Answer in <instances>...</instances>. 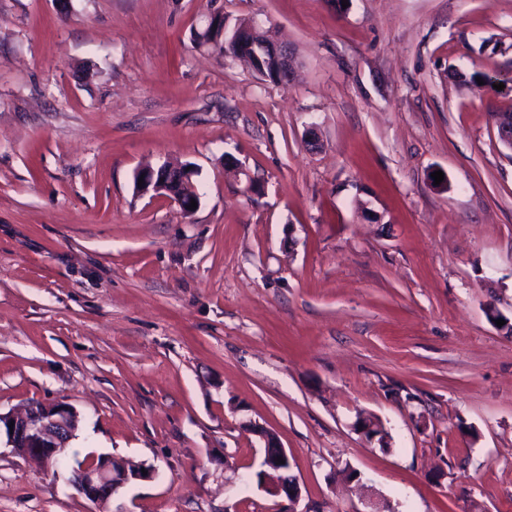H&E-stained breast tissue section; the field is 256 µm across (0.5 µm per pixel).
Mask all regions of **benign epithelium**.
<instances>
[{
	"instance_id": "1",
	"label": "benign epithelium",
	"mask_w": 512,
	"mask_h": 512,
	"mask_svg": "<svg viewBox=\"0 0 512 512\" xmlns=\"http://www.w3.org/2000/svg\"><path fill=\"white\" fill-rule=\"evenodd\" d=\"M271 56L274 68L281 75L292 77L294 73L293 54L286 45L273 43L262 45ZM494 124L502 144L512 151V114L498 112L493 115ZM172 169L159 171L145 167L137 171L136 177L143 178L141 194L153 193L168 198L184 210L191 200H199L195 184L194 169L188 166L178 169L177 181L181 192L174 194L168 189ZM77 411L63 403H33L17 414L0 413V430L5 432L7 443L19 456L35 457L46 466L56 468L61 463V454L78 426ZM251 431L263 441V470L287 472L290 460L287 450L279 440L271 439L270 432L263 426L252 423ZM147 474H142V471ZM155 467L151 465L133 466L126 460L110 456L88 459L74 471L72 484L77 492L99 506L107 505L118 490L135 481H146L154 477ZM260 488L272 499L270 512H297L295 505L301 497V488L296 478L277 479L273 483H262Z\"/></svg>"
}]
</instances>
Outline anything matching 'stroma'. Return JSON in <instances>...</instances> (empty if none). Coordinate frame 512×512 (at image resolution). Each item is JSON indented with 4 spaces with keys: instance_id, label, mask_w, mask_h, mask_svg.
I'll use <instances>...</instances> for the list:
<instances>
[{
    "instance_id": "1",
    "label": "stroma",
    "mask_w": 512,
    "mask_h": 512,
    "mask_svg": "<svg viewBox=\"0 0 512 512\" xmlns=\"http://www.w3.org/2000/svg\"><path fill=\"white\" fill-rule=\"evenodd\" d=\"M510 111L512 0H0V411L80 420L55 472L0 445V512H94L91 453L157 469L111 512H269L250 421L297 512H512ZM173 160L189 214L135 186ZM224 27V33L223 31ZM237 28V27H236ZM235 28V29H236ZM235 29L232 33L227 34L225 31V26L220 23L217 26H211L207 30H199L195 34V44L197 48H205V49H213L218 51L221 55L228 56L234 58L230 52L229 44L224 46V41H228L231 39ZM235 59V58H234ZM238 60V59H235ZM241 64L255 72V69L261 68V64L257 59L252 60H238ZM262 48L271 56V61L274 62V66L272 63L266 64V72L267 77L272 81H278L277 76L273 72V67L278 71H281V76H287L288 80H290L294 73V58L293 54L288 48V45H282L279 43H271L263 44ZM251 431L258 435L263 441V450L264 456L261 463L264 474H266L267 470H272L275 472H288L290 470V460L288 456L287 450L281 445L278 439L271 440L270 432L266 430L260 424L256 422L250 423ZM284 460L285 464H280V461Z\"/></svg>"
}]
</instances>
